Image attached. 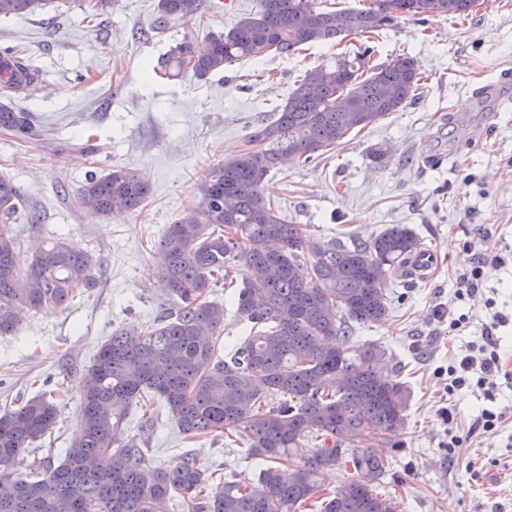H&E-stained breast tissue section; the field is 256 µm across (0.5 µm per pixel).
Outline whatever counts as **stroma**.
<instances>
[{
  "label": "stroma",
  "instance_id": "stroma-1",
  "mask_svg": "<svg viewBox=\"0 0 512 512\" xmlns=\"http://www.w3.org/2000/svg\"><path fill=\"white\" fill-rule=\"evenodd\" d=\"M158 0H115L96 21L90 0H45L35 14L0 17V47L13 48L37 72V81L6 97L13 108L37 113L42 140L21 143L0 132V175L19 188L14 225L21 254L62 241L90 252L104 276L69 307L26 314L19 331L0 336V410L46 392L59 394L49 443L26 452L18 470L44 475L59 464L78 433L77 375L118 328L146 329L175 301L158 280L153 250L168 224L194 202L196 185L224 158L242 152L255 128L270 118L308 68L354 52L358 37L340 45H305L291 55L267 53L240 60L199 79L151 75L168 50L232 29L256 13L259 0H201L189 20L155 26ZM374 63L406 53L427 80L418 99L307 166L271 170L263 197L286 223L312 238L354 233L367 240L391 224H406L433 252L423 280L392 286L393 310L384 322L356 326L354 345L373 343L399 369L411 396L406 421L374 449L392 469L377 493L397 499L401 512H512V419L495 437L468 429L487 406L512 407V384L495 402L481 391L453 399L458 431L467 440L455 455L441 442L437 367L467 354L493 313L508 321L494 337L512 369V265L486 263L476 293L456 299L457 278L468 266L466 244L488 240L512 253V0H485L468 20L438 17L422 23L402 17L382 30ZM391 150L375 167L370 146ZM122 167L142 174L149 194L138 211L102 217L86 212L78 192L90 170ZM37 213L40 221L30 224ZM246 271L230 268L206 297L224 306L218 352L228 356L250 329L235 316ZM466 314L468 328L449 331V314ZM159 418L143 423L134 405L125 431L140 438L152 465L170 468L193 455L225 478L255 480L244 437H189L161 401Z\"/></svg>",
  "mask_w": 512,
  "mask_h": 512
}]
</instances>
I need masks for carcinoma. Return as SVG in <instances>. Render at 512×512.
<instances>
[{"mask_svg": "<svg viewBox=\"0 0 512 512\" xmlns=\"http://www.w3.org/2000/svg\"><path fill=\"white\" fill-rule=\"evenodd\" d=\"M43 0H0V16L31 14ZM479 0H371L365 9H322L317 0H260L259 10L203 47L180 42L161 67L205 78L234 61L273 50L291 55L303 45L339 44L378 32L403 16L466 19ZM158 25L185 20L198 0H158ZM375 47L306 70L278 117L256 127L254 147L224 160L196 187V203L166 227L154 255L177 310L144 332L117 330L100 347L79 381V436L64 460L42 479L15 471L23 452L51 437L55 402L33 397L0 414V512H169L171 493L188 512H296L316 498L319 470L349 467L353 476L323 497L316 512H398L375 492L383 458L360 444L385 440L405 423L410 391L388 369L377 346L350 344L353 324L386 319L388 286L406 260L423 249L415 230L390 224L371 240H314L287 224L263 200L267 174L285 163L308 164L415 102L422 73L407 54L372 66ZM12 73L0 63V86L19 89L35 73L17 55ZM0 130L18 141L42 135L33 115L0 105ZM149 185L126 168L91 171L79 192L81 207L108 216L136 211ZM21 196L0 176V336L18 331L24 316L65 307L100 282L92 256L56 243L22 258L13 220ZM233 262L246 268L236 300L249 336L227 359L218 354L224 306L206 299L211 278ZM160 399L179 430L191 437L233 428L249 440V455L282 463L307 438L309 457L283 470H260L257 483L227 480L191 456L167 469L122 429L129 407Z\"/></svg>", "mask_w": 512, "mask_h": 512, "instance_id": "1", "label": "carcinoma"}]
</instances>
